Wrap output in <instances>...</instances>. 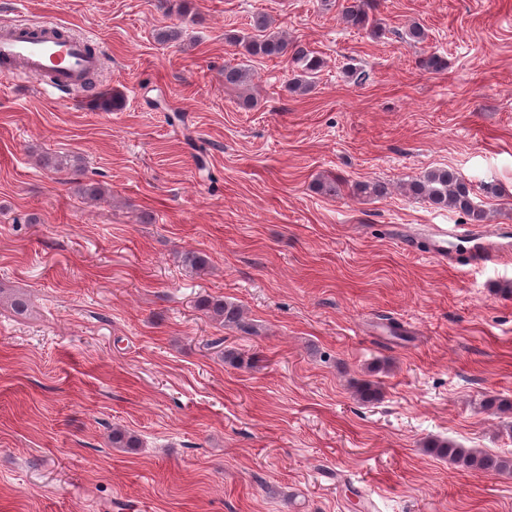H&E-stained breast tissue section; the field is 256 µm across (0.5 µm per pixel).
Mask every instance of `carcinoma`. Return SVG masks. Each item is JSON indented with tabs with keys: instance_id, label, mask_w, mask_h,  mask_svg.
I'll return each mask as SVG.
<instances>
[{
	"instance_id": "obj_1",
	"label": "carcinoma",
	"mask_w": 512,
	"mask_h": 512,
	"mask_svg": "<svg viewBox=\"0 0 512 512\" xmlns=\"http://www.w3.org/2000/svg\"><path fill=\"white\" fill-rule=\"evenodd\" d=\"M368 8L369 0H346V5L342 6L341 20L351 27L368 29L373 35L379 36L383 34V28L370 19ZM251 28L253 34L234 36L233 42L240 44L245 55L250 57L273 60L291 55L297 75L288 83L287 88L300 93L309 91L313 78L323 67V59L301 43H289L288 35L275 30L272 22L263 15L253 18ZM251 80V72L244 66L224 67L226 87H246ZM404 191L413 198L429 202L437 209L456 210L467 216L473 224H481L486 219L485 211L473 201L469 184L451 169L427 171L422 176L405 182ZM351 192L356 196L381 197L386 194V187L377 181H362L355 183L351 187ZM198 306L223 326L251 333L250 324L245 320L242 310L234 303L204 297L199 300ZM112 445L117 448H136L139 446V439L120 428H114ZM426 448L464 470H479L492 475L512 474V458L508 456L485 453L478 448H463L444 441H434L426 445Z\"/></svg>"
}]
</instances>
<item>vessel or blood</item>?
<instances>
[{
    "instance_id": "1",
    "label": "vessel or blood",
    "mask_w": 512,
    "mask_h": 512,
    "mask_svg": "<svg viewBox=\"0 0 512 512\" xmlns=\"http://www.w3.org/2000/svg\"><path fill=\"white\" fill-rule=\"evenodd\" d=\"M55 29L52 22L34 26L18 20L0 22V59L10 64L6 76L37 81L46 97L71 103L75 100L73 85L97 65L98 58L86 50L91 35L59 37ZM454 239L466 244L460 256L465 263H498L499 245L479 225L432 226L425 241L426 255L440 263L453 262L448 245Z\"/></svg>"
}]
</instances>
